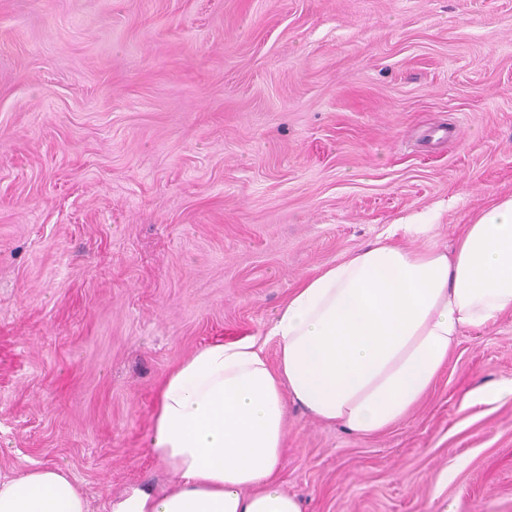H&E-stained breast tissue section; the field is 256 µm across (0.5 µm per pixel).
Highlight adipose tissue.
<instances>
[{"label": "adipose tissue", "instance_id": "adipose-tissue-1", "mask_svg": "<svg viewBox=\"0 0 512 512\" xmlns=\"http://www.w3.org/2000/svg\"><path fill=\"white\" fill-rule=\"evenodd\" d=\"M433 229L417 215L303 279L267 333L216 339L161 380L149 452L172 473L133 486L108 512H303L278 465L291 404L368 436L402 420L434 387L464 330L512 313V196L466 225L453 251L410 250ZM0 512H89L57 466L0 480Z\"/></svg>", "mask_w": 512, "mask_h": 512}]
</instances>
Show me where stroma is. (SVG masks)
<instances>
[{"instance_id": "1", "label": "stroma", "mask_w": 512, "mask_h": 512, "mask_svg": "<svg viewBox=\"0 0 512 512\" xmlns=\"http://www.w3.org/2000/svg\"><path fill=\"white\" fill-rule=\"evenodd\" d=\"M512 195V0H0V479L91 512L171 478L164 375L264 340L301 280L419 213L453 248ZM512 314L402 422L292 406L304 512H512ZM0 512H89L80 485L57 466L0 480Z\"/></svg>"}]
</instances>
